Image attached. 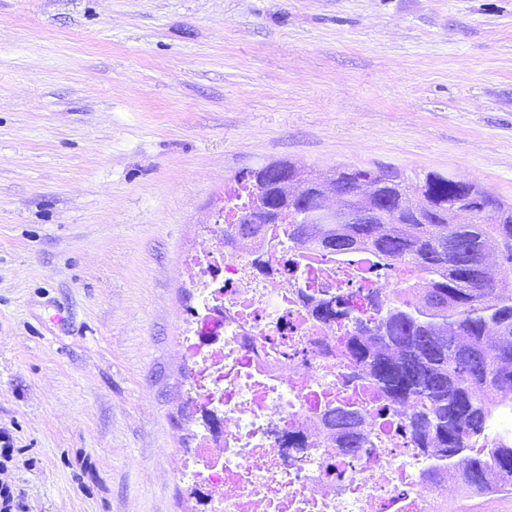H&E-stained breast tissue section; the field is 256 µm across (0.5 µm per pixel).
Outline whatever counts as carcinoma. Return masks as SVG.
<instances>
[{"label":"carcinoma","mask_w":512,"mask_h":512,"mask_svg":"<svg viewBox=\"0 0 512 512\" xmlns=\"http://www.w3.org/2000/svg\"><path fill=\"white\" fill-rule=\"evenodd\" d=\"M281 177L274 170L258 180L249 169L235 176L247 203L234 232H256L273 215L288 225L290 244L359 257L372 270L416 267L427 284L424 304L369 297L371 331L364 330L366 320L354 319L343 356L355 368L353 378L370 374L386 401H420L406 432L429 459L426 480L461 460L467 490H486L492 475L512 486V437L472 451L489 430L492 407L512 398V280L496 278L492 269L512 267V204L438 172L410 185L382 169L310 171L286 191L278 187ZM325 187L340 196L333 223L311 218L317 189ZM316 313L325 321L350 315L340 297L321 302ZM356 415L337 408L329 420L342 429Z\"/></svg>","instance_id":"carcinoma-1"}]
</instances>
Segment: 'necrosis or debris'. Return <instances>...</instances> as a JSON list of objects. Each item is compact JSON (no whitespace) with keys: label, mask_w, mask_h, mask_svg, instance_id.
<instances>
[{"label":"necrosis or debris","mask_w":512,"mask_h":512,"mask_svg":"<svg viewBox=\"0 0 512 512\" xmlns=\"http://www.w3.org/2000/svg\"><path fill=\"white\" fill-rule=\"evenodd\" d=\"M286 237L285 225L267 224L188 258L198 295L181 348L192 364L185 463L196 512H440L458 471L424 482L428 463L402 431L418 403L380 416L377 389L351 380L340 353L349 325L315 313L336 295L365 317L370 296L419 301L422 275L408 265L362 271L327 251L289 249ZM349 406L356 422L330 435L328 409Z\"/></svg>","instance_id":"1"}]
</instances>
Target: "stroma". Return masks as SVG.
<instances>
[{
  "label": "stroma",
  "instance_id": "1",
  "mask_svg": "<svg viewBox=\"0 0 512 512\" xmlns=\"http://www.w3.org/2000/svg\"><path fill=\"white\" fill-rule=\"evenodd\" d=\"M512 201V0H0V484L189 512L187 255L240 171Z\"/></svg>",
  "mask_w": 512,
  "mask_h": 512
}]
</instances>
